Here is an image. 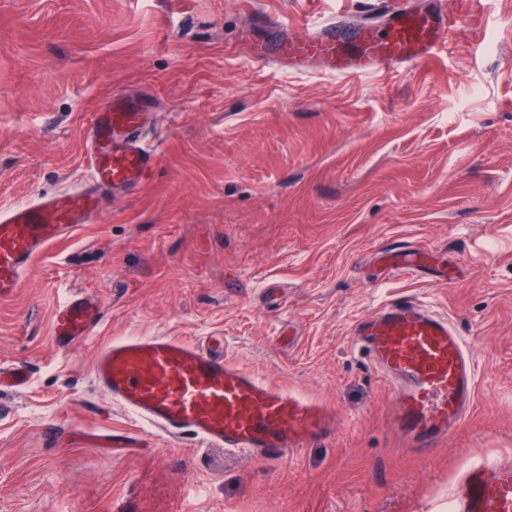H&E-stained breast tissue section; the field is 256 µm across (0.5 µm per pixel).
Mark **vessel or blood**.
Instances as JSON below:
<instances>
[{
	"mask_svg": "<svg viewBox=\"0 0 512 512\" xmlns=\"http://www.w3.org/2000/svg\"><path fill=\"white\" fill-rule=\"evenodd\" d=\"M444 0H393L380 23L345 34L327 21L281 38L276 54L295 70L314 58L348 77L390 71L427 59L453 29ZM146 100L120 95L87 123L85 158L93 174L82 189L40 197L0 213V298L13 296L49 244L94 223L113 196L137 187L157 163L140 141ZM424 251L398 248L388 269L413 273ZM98 298L71 294L53 316L51 337L62 348L81 344L101 319ZM353 343L396 394L394 425L420 452L452 436L476 398L478 368L463 336L445 317L404 300L388 303L356 326ZM93 379L128 412L173 436L252 457L288 456L334 435L335 414L236 365L224 338L190 342L171 336H127L99 350ZM454 512H512V461L472 466L452 491Z\"/></svg>",
	"mask_w": 512,
	"mask_h": 512,
	"instance_id": "1",
	"label": "vessel or blood"
}]
</instances>
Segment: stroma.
<instances>
[{
    "label": "stroma",
    "mask_w": 512,
    "mask_h": 512,
    "mask_svg": "<svg viewBox=\"0 0 512 512\" xmlns=\"http://www.w3.org/2000/svg\"><path fill=\"white\" fill-rule=\"evenodd\" d=\"M378 0H0V211L90 182L83 131L112 93L148 96L159 160L139 190L47 246L0 300V512H448L470 464L512 459V0H446L431 59L348 78L254 50ZM418 247L392 275L379 251ZM102 317L59 349L71 292ZM410 298L445 314L478 366L475 405L419 456L351 344ZM224 336L241 367L335 412L333 437L254 458L172 437L96 389L126 336ZM387 269L390 272L413 273L428 264L426 253L422 250L400 247Z\"/></svg>",
    "instance_id": "obj_1"
}]
</instances>
